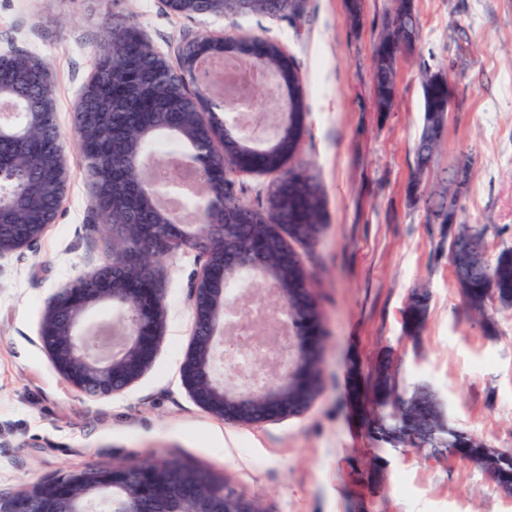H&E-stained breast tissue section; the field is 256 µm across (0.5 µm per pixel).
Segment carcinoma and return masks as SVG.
Wrapping results in <instances>:
<instances>
[{
  "label": "carcinoma",
  "instance_id": "obj_1",
  "mask_svg": "<svg viewBox=\"0 0 512 512\" xmlns=\"http://www.w3.org/2000/svg\"><path fill=\"white\" fill-rule=\"evenodd\" d=\"M248 12L260 16L281 13L280 0H254ZM411 30L419 32V19L413 6L403 15L389 18L373 51V82L379 89L377 108L391 111L396 103L395 69L399 59L410 56L415 44L401 40ZM262 65L278 71L288 81L286 108L298 116L288 128L284 143L270 151H255L231 135H225L222 145L225 153L248 159L262 172H278L269 186L265 209L260 211L245 205L240 195L242 187L234 192L223 187L224 168L218 167L211 178L200 179L190 192L210 196L224 206L226 212H236L247 219L240 225L243 236L252 233L254 224H306L312 232L324 228L325 196L321 185L308 166L290 164L298 153L305 130L307 114L303 78L291 58L279 43L267 41L257 49ZM238 56L225 52V43L211 37H200L184 45L174 68L158 57L154 48L130 27L112 28V46L99 49L91 78L97 88L92 111L100 114V124L82 141L91 189V202L106 224H168V211L157 205L156 197L179 190V185L152 174V183L143 184L141 162L149 160L158 168L167 157L186 160L192 151L195 136L206 127L220 124L208 98L214 74L210 61H233ZM46 64L31 53L15 56V68L0 78V92L22 101L25 111L35 119L19 137L9 134L0 138V224L16 225V232H29L28 225L40 228L47 223L57 208L62 174L56 172L53 159L62 144L56 118L44 119L46 101L53 96L52 82ZM422 126L414 149L412 189L421 190L419 174L429 170L435 152L444 136V127L433 118V111L445 101L447 89L440 74L424 72ZM428 218L436 224L456 228L449 245L455 247L449 261L461 259L469 270L464 278L456 279L460 293L467 295L464 302L471 307L482 299L483 289L495 288L499 302L512 305V247L501 249L494 259L483 251L468 253L466 240L473 236L472 226L458 221V202H447L445 196L432 189L425 199ZM275 275L290 283L298 280L300 287H310L304 265L291 269L277 263L272 265ZM427 297L420 296L406 309L404 328L411 336L424 327L427 315ZM105 467L88 464L77 473L66 470L59 475L11 492L0 493L5 503L22 498L31 502L38 498L46 484H64L79 480L74 492L62 498L57 512H73L85 506L112 488L99 484V475Z\"/></svg>",
  "mask_w": 512,
  "mask_h": 512
}]
</instances>
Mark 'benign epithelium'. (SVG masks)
<instances>
[{"label":"benign epithelium","instance_id":"1","mask_svg":"<svg viewBox=\"0 0 512 512\" xmlns=\"http://www.w3.org/2000/svg\"><path fill=\"white\" fill-rule=\"evenodd\" d=\"M20 102L0 96V132L16 125L22 116ZM228 117L224 130L254 144L273 145L285 137L289 112L278 113L271 132L251 134L235 117L239 103L224 102ZM198 224H182L171 216L169 224H138L136 235L112 252L103 267L74 277L51 300L42 320L39 340L58 373L73 387L95 397H109L130 386L153 362L162 334L165 308L157 275L153 270L140 272L141 256L146 252L171 254L180 248L193 249L205 260L215 253L224 257V265L235 271L250 270L268 285L278 306L288 310V289L281 286L266 263L256 258L263 242L240 245L239 225L230 213L217 215V208L207 198L198 204ZM0 259L25 248L36 236L2 235ZM112 300L121 314L123 342L109 356H94L86 348L82 326L98 299ZM187 303L193 315H202L203 329L193 331L191 342L180 367V381L194 402L209 414L226 422L246 425L244 411L257 408L260 425L297 414L302 406L295 394L312 391L310 373L319 361L321 327L309 320L303 329L293 326L288 335L274 340L276 355L265 362L267 379L261 385L229 386L216 376L218 355L230 348L244 346L227 340L232 318L248 310L246 297L233 299L224 295V270L214 271L204 265L201 275L192 280ZM435 418L427 425L405 424L386 430L383 440L394 448H451L453 457L471 456L467 433L448 428V420L438 400H433ZM480 467L498 489L512 496V452L484 445L478 455ZM171 464H161L138 474L128 465L114 466L103 472L105 482L123 494L109 503L111 512H256L254 503L240 496L224 495V483L204 474L187 479L190 492L181 497L168 495Z\"/></svg>","mask_w":512,"mask_h":512}]
</instances>
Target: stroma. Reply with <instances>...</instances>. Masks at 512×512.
<instances>
[{
	"label": "stroma",
	"mask_w": 512,
	"mask_h": 512,
	"mask_svg": "<svg viewBox=\"0 0 512 512\" xmlns=\"http://www.w3.org/2000/svg\"><path fill=\"white\" fill-rule=\"evenodd\" d=\"M420 38L396 66L397 101L377 111L372 53L394 0H304L295 19L247 13L176 16L164 0H0V54H37L52 72L70 178L52 224L0 259V492L88 463L154 458L199 465L263 512H512L476 463L445 449H392L369 429L379 365L397 391L425 387L448 418L512 450V307L488 318L465 306L448 263V227L425 219L409 193L422 122L424 70L445 71L454 95L428 184L462 155L471 177L459 218L485 226L488 256L512 247V0H413ZM129 26L168 62L203 34L233 32L281 44L306 79L308 131L300 161L326 195L325 230L296 250L312 275L322 328L323 389L304 413L258 426L217 419L183 388L179 367L193 319L189 281L204 260L180 250L155 264L166 319L153 364L124 392L71 387L43 352L50 299L100 268L105 230L91 206L74 110L113 26ZM425 326L404 330L414 293Z\"/></svg>",
	"instance_id": "35a3bbf8"
}]
</instances>
